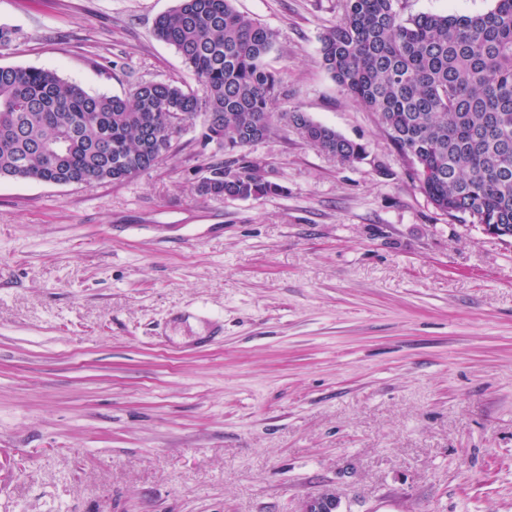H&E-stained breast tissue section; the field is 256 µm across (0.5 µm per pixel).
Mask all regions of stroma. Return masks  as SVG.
Returning a JSON list of instances; mask_svg holds the SVG:
<instances>
[{"mask_svg":"<svg viewBox=\"0 0 512 512\" xmlns=\"http://www.w3.org/2000/svg\"><path fill=\"white\" fill-rule=\"evenodd\" d=\"M177 0H0V63L92 94L197 88ZM344 0H235L299 111L249 147L283 186L212 199L200 126L123 182L0 179V512H512V239L438 210L321 63ZM404 14L492 0H400Z\"/></svg>","mask_w":512,"mask_h":512,"instance_id":"35a3bbf8","label":"stroma"}]
</instances>
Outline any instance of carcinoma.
Listing matches in <instances>:
<instances>
[{"label":"carcinoma","mask_w":512,"mask_h":512,"mask_svg":"<svg viewBox=\"0 0 512 512\" xmlns=\"http://www.w3.org/2000/svg\"><path fill=\"white\" fill-rule=\"evenodd\" d=\"M399 0H344L320 38L322 64L340 89L376 112L433 204L448 217L494 225L512 237V0L479 15L403 16ZM200 90L145 82L125 95L91 94L48 68L0 64V178L57 185L122 182L165 158L171 116L202 118L201 145L224 158L208 166L203 196L259 199L284 188L245 149L295 126L342 162L365 148L300 112L275 115L284 93L267 64L278 34L233 0H178L154 23Z\"/></svg>","instance_id":"carcinoma-1"}]
</instances>
